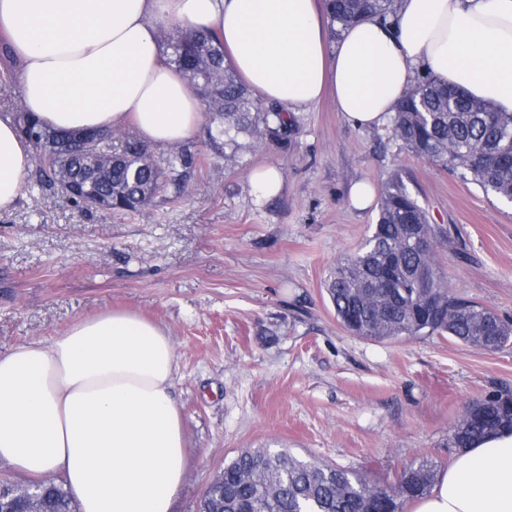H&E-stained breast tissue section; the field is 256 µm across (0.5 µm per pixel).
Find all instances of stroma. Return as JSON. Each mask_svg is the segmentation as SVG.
Listing matches in <instances>:
<instances>
[{
  "instance_id": "obj_1",
  "label": "stroma",
  "mask_w": 512,
  "mask_h": 512,
  "mask_svg": "<svg viewBox=\"0 0 512 512\" xmlns=\"http://www.w3.org/2000/svg\"><path fill=\"white\" fill-rule=\"evenodd\" d=\"M294 117L288 146L248 151L239 167L204 160L177 202L106 215L29 179L0 214V354L112 309L170 336L187 447L174 512H197L248 448H286L382 487L423 463L444 470L466 406L512 392V342L361 338L325 290L378 219V207L351 205V185L379 191L397 175L444 230L437 260L452 292L512 321V204L415 156L389 128L353 126L331 99ZM260 165L284 178L261 201L250 181Z\"/></svg>"
}]
</instances>
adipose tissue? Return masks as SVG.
<instances>
[{
  "label": "adipose tissue",
  "mask_w": 512,
  "mask_h": 512,
  "mask_svg": "<svg viewBox=\"0 0 512 512\" xmlns=\"http://www.w3.org/2000/svg\"><path fill=\"white\" fill-rule=\"evenodd\" d=\"M329 42L315 0H0V35L21 60L25 109L57 130L133 123L145 143L198 129L202 103L160 47L161 26L215 31L226 58L269 102L332 94L355 126L395 114L417 72L512 112V0H397ZM32 150L0 120V213ZM170 337L125 310L75 321L0 355V461L38 480L61 473L80 512H172L186 473L171 396ZM408 512H512V430L461 449Z\"/></svg>",
  "instance_id": "ef3b65f1"
}]
</instances>
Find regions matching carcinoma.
<instances>
[{
    "instance_id": "carcinoma-1",
    "label": "carcinoma",
    "mask_w": 512,
    "mask_h": 512,
    "mask_svg": "<svg viewBox=\"0 0 512 512\" xmlns=\"http://www.w3.org/2000/svg\"><path fill=\"white\" fill-rule=\"evenodd\" d=\"M333 31L366 15L392 14L395 0H323ZM169 61L197 89L210 115L208 149L234 165L241 152L266 140L288 145L295 121L284 106L263 104L225 60L224 44L210 30L191 26L162 31ZM27 139L43 129L22 108L11 112ZM392 137L413 154L470 175L485 192L512 200V112H499L463 90L421 75L404 92L391 119ZM205 155L190 144L154 153L127 137L121 149L98 144L75 151L68 174L78 185L72 202L88 210L134 211L173 190L179 198ZM58 158H39L40 185L56 186ZM442 228L395 176L380 197L377 224L355 252L341 259L326 290L336 319L352 335L374 339L449 336L480 350L512 340V322L483 306L455 296L440 275L436 252ZM512 428V400L493 392L474 402L454 429L451 444L474 441ZM432 467L403 471L380 487L360 473L315 461L288 450H244L205 491L199 512H403L404 504L424 495ZM20 512H76L64 488L39 486L35 498L18 501Z\"/></svg>"
}]
</instances>
